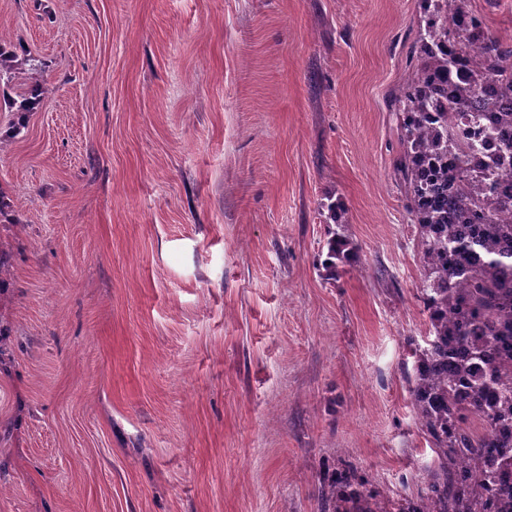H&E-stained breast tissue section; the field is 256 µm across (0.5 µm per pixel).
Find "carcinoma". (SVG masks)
I'll list each match as a JSON object with an SVG mask.
<instances>
[{
	"mask_svg": "<svg viewBox=\"0 0 512 512\" xmlns=\"http://www.w3.org/2000/svg\"><path fill=\"white\" fill-rule=\"evenodd\" d=\"M421 2L415 73L393 94L401 145L394 171L420 235L430 328L427 347L415 350L411 397L436 467L407 512H512V182L467 168V146L450 131L457 117L477 125L494 107L477 99L483 83L497 82L512 99V43L471 12L481 42L474 50L457 40L448 0ZM450 47L471 55L473 78L463 86L451 82ZM15 70L0 36V109L15 114L19 129L39 94L5 92ZM356 259L335 232L321 266L334 277L338 264ZM322 499L328 512H387L349 467L328 475Z\"/></svg>",
	"mask_w": 512,
	"mask_h": 512,
	"instance_id": "obj_1",
	"label": "carcinoma"
}]
</instances>
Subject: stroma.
<instances>
[{
  "label": "stroma",
  "mask_w": 512,
  "mask_h": 512,
  "mask_svg": "<svg viewBox=\"0 0 512 512\" xmlns=\"http://www.w3.org/2000/svg\"><path fill=\"white\" fill-rule=\"evenodd\" d=\"M419 4L0 0L44 97L0 112V512H324L344 463L417 497ZM471 7L512 41V0ZM357 252L350 246V242L345 236L338 232H333V236L328 240L326 258L321 263L328 277H336L338 264H347L355 262Z\"/></svg>",
  "instance_id": "1"
}]
</instances>
